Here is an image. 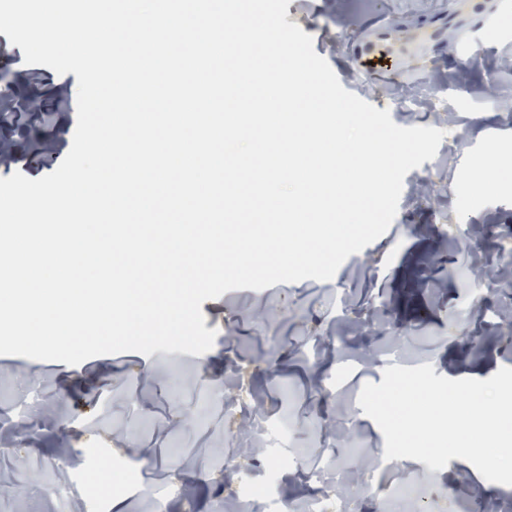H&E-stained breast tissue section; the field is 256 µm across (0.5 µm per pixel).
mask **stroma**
Here are the masks:
<instances>
[{"mask_svg":"<svg viewBox=\"0 0 512 512\" xmlns=\"http://www.w3.org/2000/svg\"><path fill=\"white\" fill-rule=\"evenodd\" d=\"M484 0H291L288 22L313 38L342 86L403 127L445 136L436 156L404 178L388 230L350 255L328 281L306 279L260 291L225 292L202 303L216 330L202 355L157 351L109 354L77 366L0 355V503L22 512H226L240 484L302 504L315 494L352 498L354 512H398L377 489L323 485L310 476L322 455L343 475L363 455L384 451L378 425L358 404L365 383L386 367L431 364L435 374L485 380L512 367V283L473 279V268L503 266L512 225V167L474 188V164L490 150L512 151V0L486 28ZM386 16L405 53L385 79L354 68L352 44L372 18ZM436 19L437 40L420 39ZM0 54L18 91L0 109L18 112L35 93L59 113L38 148L60 163L77 123V78L29 65L0 33ZM263 319H250L253 308ZM246 383L269 414L260 454L225 425L221 402ZM393 483L409 482L423 512H512V497L469 462L446 468L395 460Z\"/></svg>","mask_w":512,"mask_h":512,"instance_id":"obj_1","label":"stroma"}]
</instances>
